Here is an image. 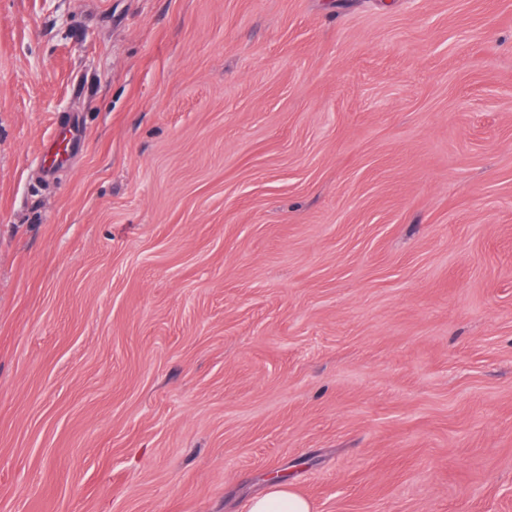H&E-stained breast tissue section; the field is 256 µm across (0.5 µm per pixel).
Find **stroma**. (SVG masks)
<instances>
[{
	"label": "stroma",
	"mask_w": 512,
	"mask_h": 512,
	"mask_svg": "<svg viewBox=\"0 0 512 512\" xmlns=\"http://www.w3.org/2000/svg\"><path fill=\"white\" fill-rule=\"evenodd\" d=\"M272 471L512 512V0H0V512Z\"/></svg>",
	"instance_id": "1"
}]
</instances>
